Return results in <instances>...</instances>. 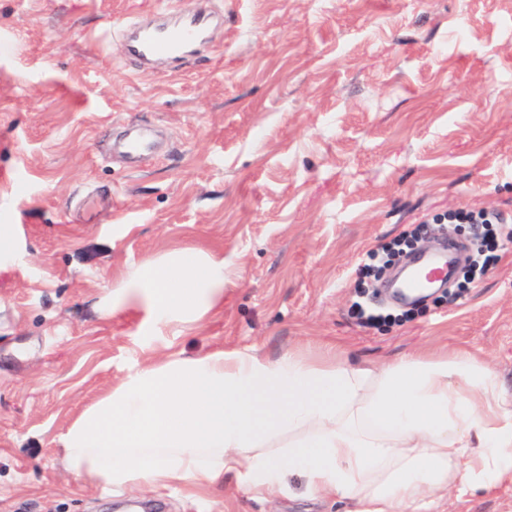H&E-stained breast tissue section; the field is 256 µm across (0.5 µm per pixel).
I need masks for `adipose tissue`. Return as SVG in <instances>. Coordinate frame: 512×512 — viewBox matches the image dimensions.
<instances>
[{"instance_id": "ef3b65f1", "label": "adipose tissue", "mask_w": 512, "mask_h": 512, "mask_svg": "<svg viewBox=\"0 0 512 512\" xmlns=\"http://www.w3.org/2000/svg\"><path fill=\"white\" fill-rule=\"evenodd\" d=\"M144 311V336L224 309V255L176 244L129 267L93 310ZM68 471L96 488L201 493L233 475L248 492L289 491L353 512H434L449 488L512 475V401L470 352L352 364L335 345L276 359L237 349L136 365L59 436Z\"/></svg>"}]
</instances>
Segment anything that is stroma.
<instances>
[{"mask_svg": "<svg viewBox=\"0 0 512 512\" xmlns=\"http://www.w3.org/2000/svg\"><path fill=\"white\" fill-rule=\"evenodd\" d=\"M161 0H0V512H349L233 476L208 493H112L57 438L133 366L217 347L276 358L332 343L354 362L466 349L512 398V241L480 281L364 328L371 252L466 206L512 217V0H177L220 19L181 64L144 70L116 30ZM160 152L112 153L124 127ZM224 252V309L143 337V312L92 311L175 242ZM439 512H512V478ZM15 224H0V270H7L18 257Z\"/></svg>", "mask_w": 512, "mask_h": 512, "instance_id": "1", "label": "stroma"}]
</instances>
